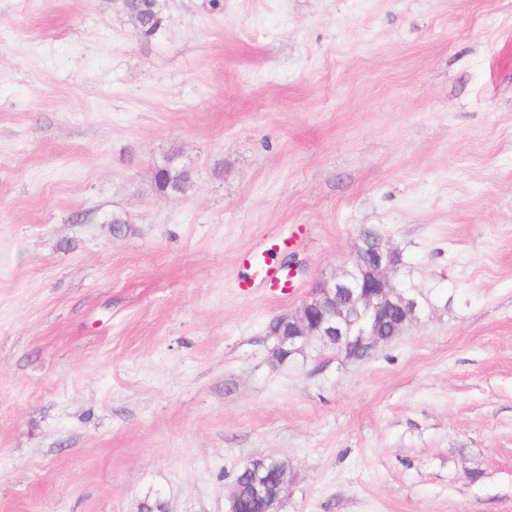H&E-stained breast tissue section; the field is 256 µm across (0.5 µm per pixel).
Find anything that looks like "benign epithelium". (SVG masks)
Returning a JSON list of instances; mask_svg holds the SVG:
<instances>
[{
  "label": "benign epithelium",
  "mask_w": 512,
  "mask_h": 512,
  "mask_svg": "<svg viewBox=\"0 0 512 512\" xmlns=\"http://www.w3.org/2000/svg\"><path fill=\"white\" fill-rule=\"evenodd\" d=\"M399 267L400 252L383 237L371 246L358 244L351 264L322 275L299 307L278 316L273 353L281 359L312 341L343 349L353 340L372 352L401 335L420 320L424 303L395 283L393 274ZM267 459L277 465L276 477L271 480L255 472L253 493L267 504V512H280L288 498L291 471L286 460L274 455Z\"/></svg>",
  "instance_id": "benign-epithelium-1"
}]
</instances>
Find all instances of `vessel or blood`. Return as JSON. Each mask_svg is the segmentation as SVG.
<instances>
[{
  "label": "vessel or blood",
  "instance_id": "obj_1",
  "mask_svg": "<svg viewBox=\"0 0 512 512\" xmlns=\"http://www.w3.org/2000/svg\"><path fill=\"white\" fill-rule=\"evenodd\" d=\"M303 236V231L298 230L288 237L275 239L264 247L242 255V272L238 277L241 292L248 294L252 289L263 287L273 296H287L294 287L292 277L282 266L275 263L273 256L281 248L299 243Z\"/></svg>",
  "mask_w": 512,
  "mask_h": 512
}]
</instances>
